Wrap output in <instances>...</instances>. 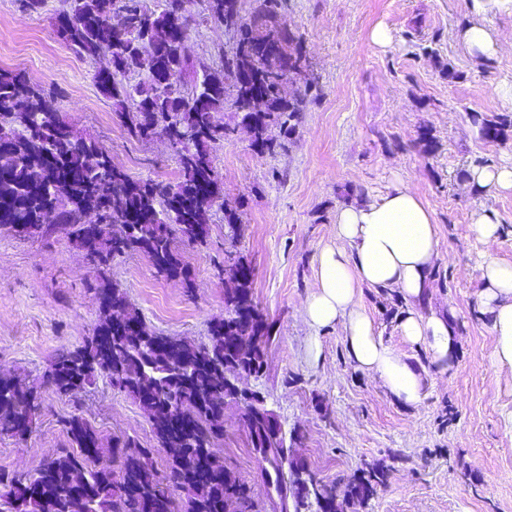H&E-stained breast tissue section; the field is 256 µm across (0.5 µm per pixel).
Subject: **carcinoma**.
I'll return each instance as SVG.
<instances>
[{"instance_id":"cac0c4a2","label":"carcinoma","mask_w":512,"mask_h":512,"mask_svg":"<svg viewBox=\"0 0 512 512\" xmlns=\"http://www.w3.org/2000/svg\"><path fill=\"white\" fill-rule=\"evenodd\" d=\"M191 2L159 0L157 9L149 12L141 0H73L68 5L71 21L55 23L76 54L108 58L109 73L96 79L102 92L112 96L128 133L141 140L163 133L176 148L182 177L174 185L131 178L96 140L79 138L38 86L19 74L0 71V146L10 152V162L0 174V209H13V222L28 225L22 238L47 242L57 229L69 230L96 271L98 293L110 287L112 260L131 252L146 255L164 276L189 280L173 242H198L207 236L205 216L219 196L210 148L233 131L217 124L214 113L229 103L244 124L256 116L251 92L266 89L265 116L280 128L283 140L263 137L254 150L270 154L285 148V139L297 132L307 104L318 92L314 83L292 97L280 91L306 64L300 38L281 22L282 0H256L247 20L238 5L226 6L225 0H202L201 14L189 9ZM201 17L220 24L239 22L235 45L224 52L218 68L202 74L172 42L162 39L173 26L184 32L193 29ZM145 65L153 70L149 81L123 82ZM473 122L488 142L512 136V114L491 119L475 115ZM91 203L102 208L104 229L87 242L83 230ZM112 293L115 310L100 311L95 336L81 347L57 353L43 381L76 395L103 377L133 396L151 422L167 418L172 406L195 415L196 426L189 435L163 440L172 449L167 485L185 493L176 512H240L244 497L250 498L252 512H260L245 480L221 465L201 475L195 463L224 434V406L214 395L224 392V361L230 356L227 337H266L267 319L246 320L228 309V316L211 327L210 342L198 346L208 368L190 388L167 356L145 357L150 332L124 293L117 288ZM115 313L135 321L137 332L112 337L110 320ZM143 385L154 387V400L142 399ZM41 406L36 384L16 377L0 395V436L24 439L28 432L15 427L14 417L26 413L32 418ZM60 423L71 447L58 450L26 474L0 469L4 512H158V496L166 491L152 473V449L114 436L105 459L99 430L82 415L68 414ZM377 478L372 473L354 479L348 497L368 498Z\"/></svg>"}]
</instances>
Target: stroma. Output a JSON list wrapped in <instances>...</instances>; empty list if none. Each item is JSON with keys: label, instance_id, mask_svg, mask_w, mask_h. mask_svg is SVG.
I'll use <instances>...</instances> for the list:
<instances>
[{"label": "stroma", "instance_id": "35a3bbf8", "mask_svg": "<svg viewBox=\"0 0 512 512\" xmlns=\"http://www.w3.org/2000/svg\"><path fill=\"white\" fill-rule=\"evenodd\" d=\"M468 2L285 0L282 19L300 36L321 90L296 134L285 149L259 154L235 112L215 113L237 134L211 150L221 200L208 213L206 239L176 244L188 278L158 275L140 253L114 259L109 271L151 332L198 345L226 313V251L247 261L253 300L273 332L263 371L239 384L276 416L286 456L336 497L352 477L382 472L374 494L344 512H512V387L490 364L494 338L477 304L484 248L474 230L476 213L493 212L502 229L495 256L512 263V190L478 192L469 182L474 168L512 165V140L486 142L471 120L475 112L512 113V100L495 92L512 85V48L486 59L469 54L456 38L472 18ZM65 7L66 0H45L36 17L17 0H0V70L47 93L62 89L63 119L107 148L131 177L176 183L181 170L168 140L128 134L95 82L106 59L77 55L57 36L55 19ZM380 25L393 35L389 46L372 41ZM230 46L223 25L204 21L185 51L214 68ZM400 185L419 194L438 226L431 302L452 307L462 338L452 368L441 372L425 350L399 336L403 302L364 291L362 303L385 343L430 367L416 408L355 367L342 325L315 331L302 317L316 257L338 242L337 209ZM228 202L241 203V224H225ZM94 278L68 235L44 242L0 234V373L40 379L54 353L93 336ZM41 397L24 440L0 437V468L24 473L52 456L68 442L60 417L77 412L104 438L130 437L153 449L154 473L164 476L167 453L132 396L101 379L76 396L47 386ZM242 411L240 403L225 405L216 458L249 483L262 512H318L311 498L301 506L279 502L271 467L249 445Z\"/></svg>", "mask_w": 512, "mask_h": 512}]
</instances>
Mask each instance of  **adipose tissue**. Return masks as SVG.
I'll list each match as a JSON object with an SVG mask.
<instances>
[{
    "label": "adipose tissue",
    "instance_id": "ef3b65f1",
    "mask_svg": "<svg viewBox=\"0 0 512 512\" xmlns=\"http://www.w3.org/2000/svg\"><path fill=\"white\" fill-rule=\"evenodd\" d=\"M512 11V0H472L476 21L460 29L457 40L472 54H497L501 39L486 25L488 6ZM339 247L323 249L304 306L312 328L342 324L356 367L378 379L393 398L419 406L429 372L410 356L386 344L361 303L364 289L395 294L404 303L396 328L403 340L424 349L432 364L448 371L460 347L453 311L423 308L439 256L438 228L421 197L406 186L369 203L350 204L336 213ZM478 304L495 338L492 365L512 375V264L488 260L479 269Z\"/></svg>",
    "mask_w": 512,
    "mask_h": 512
}]
</instances>
